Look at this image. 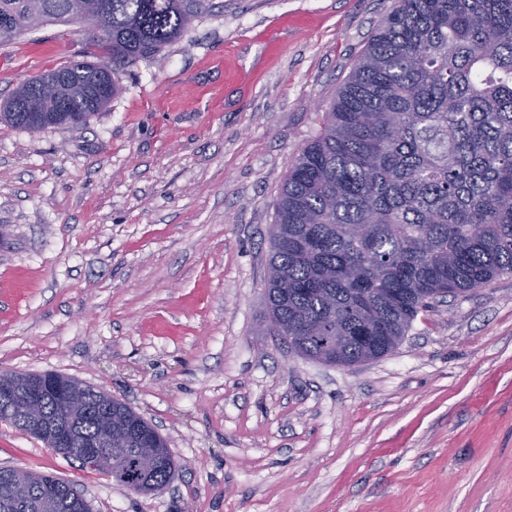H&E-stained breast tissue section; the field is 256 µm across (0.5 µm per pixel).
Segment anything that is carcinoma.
Here are the masks:
<instances>
[{
  "mask_svg": "<svg viewBox=\"0 0 512 512\" xmlns=\"http://www.w3.org/2000/svg\"><path fill=\"white\" fill-rule=\"evenodd\" d=\"M0 0V46L49 24L99 16L104 54L24 80L0 122L29 131L77 126L123 91L119 73L181 40L206 0ZM265 283L270 331L298 354L331 365L381 358L418 312L439 297L512 275V0H397L325 112L320 134L288 169L274 203ZM373 336L372 345H324ZM36 380L0 374L14 407ZM77 449L104 426L132 442L150 424L125 403L74 379ZM67 395L50 391L56 416ZM144 464L130 456L112 479L139 494L181 468L166 441ZM21 478L33 490L53 476L0 470V512Z\"/></svg>",
  "mask_w": 512,
  "mask_h": 512,
  "instance_id": "obj_1",
  "label": "carcinoma"
}]
</instances>
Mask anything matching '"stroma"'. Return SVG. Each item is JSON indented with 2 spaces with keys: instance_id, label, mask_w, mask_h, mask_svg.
Wrapping results in <instances>:
<instances>
[{
  "instance_id": "1",
  "label": "stroma",
  "mask_w": 512,
  "mask_h": 512,
  "mask_svg": "<svg viewBox=\"0 0 512 512\" xmlns=\"http://www.w3.org/2000/svg\"><path fill=\"white\" fill-rule=\"evenodd\" d=\"M78 127L0 123V371L127 403L181 469L136 494L0 422V467L91 512H512V276L431 303L351 367L268 331L274 201L396 0H209ZM100 50L80 24L0 47L18 82ZM17 478H21L24 480V482L27 484L29 489L33 490L35 488H38L43 483L51 480H60L54 476L46 475V474H38L33 472H28L24 470L9 468V470H3L1 471L0 468V512H14L16 510H7L3 504L6 503L9 499H11L13 493H14V487H15V480ZM62 481V480H60ZM65 482V481H62ZM68 485L67 491L68 495L72 498L79 499V500H86L84 499L83 495L78 492L72 485L65 482ZM87 503V502H86ZM87 512L91 511L90 505H88ZM90 508V509H89Z\"/></svg>"
}]
</instances>
